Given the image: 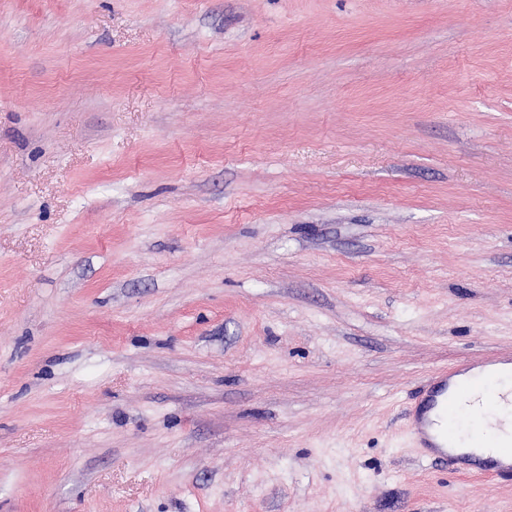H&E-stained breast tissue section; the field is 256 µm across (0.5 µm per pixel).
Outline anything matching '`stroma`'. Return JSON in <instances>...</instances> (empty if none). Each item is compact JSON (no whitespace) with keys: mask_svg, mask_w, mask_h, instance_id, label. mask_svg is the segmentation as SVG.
Returning <instances> with one entry per match:
<instances>
[{"mask_svg":"<svg viewBox=\"0 0 512 512\" xmlns=\"http://www.w3.org/2000/svg\"><path fill=\"white\" fill-rule=\"evenodd\" d=\"M493 355L512 0H0V512H512ZM473 368L469 364L465 368H440L428 378L416 404L408 410L409 431L418 448L427 452L428 460H442L448 457V451L439 448H455L457 444H465L479 448L484 442L478 438L462 437L458 427L452 423L457 421L458 412L465 410L480 417L489 429L504 428V422L495 416V410L502 406H512V390L510 392H489L478 381L458 383L456 377Z\"/></svg>","mask_w":512,"mask_h":512,"instance_id":"obj_1","label":"stroma"}]
</instances>
